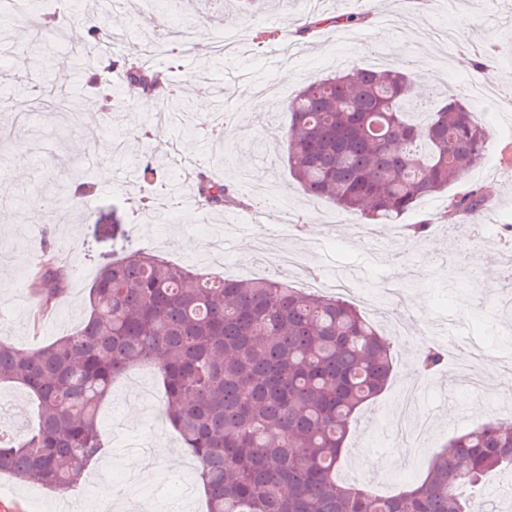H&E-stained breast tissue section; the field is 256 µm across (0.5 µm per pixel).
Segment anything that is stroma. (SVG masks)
Wrapping results in <instances>:
<instances>
[{"mask_svg":"<svg viewBox=\"0 0 512 512\" xmlns=\"http://www.w3.org/2000/svg\"><path fill=\"white\" fill-rule=\"evenodd\" d=\"M125 2L126 9L109 11L98 0H79L78 17L63 31H44L36 42L28 35L29 19L9 24L13 39L0 55V125H12L8 102L22 98L33 86L67 85L75 104L66 112L27 109L21 130L0 145V198L15 199L0 209V267L7 272L0 280V334L26 349L70 334L86 313L85 300L99 264L111 259L114 239L123 236L167 260L191 266L220 236L226 273L239 279L276 278L294 287L315 275L331 296L337 293V277L353 273L359 286L342 295L359 309L384 273L409 269L406 294L416 314L409 323L411 337L394 348L386 390L353 423L338 476L367 483L383 494L421 480L432 457L450 439L491 420L494 401L487 397L476 402L449 368L428 376L419 403L434 428L425 451L406 458L392 436L410 419L399 403L417 377L419 350L412 339L418 335L429 340L446 329L474 340L489 355L512 354V321L504 320L493 304L481 302L471 288L478 281L503 289L507 250L492 246L479 257H469L467 247L478 228L473 219L449 212L448 196L459 188L454 185L419 202L398 223L375 224L368 237L354 236L352 217L299 193L286 162L276 155L275 135L289 122L277 106L306 82L353 67L390 68L410 60L421 76L438 73L439 89L451 94L479 82L481 72H493L485 97L473 104L490 131L487 151L493 159L481 162L463 185L483 187L498 223L512 224V106L506 102L512 96V0H273L270 6L249 11L226 0L220 13L203 0H189L186 14L169 13L165 19L190 28V45L182 46L174 37L170 51L151 56L145 50L156 34L157 14L144 9L141 0ZM90 12L117 32L121 54L146 57L163 73L166 87L182 90L190 102L204 96L211 109L221 107L232 136L214 140L211 109L191 110L179 124L156 125L155 100L145 98L117 73L112 90L120 104L111 122L103 123L96 98L84 90L98 58L92 54L77 64L72 53L83 16ZM343 15H358L362 21L325 26L306 35L300 32L311 17ZM462 28L473 30V43L457 40ZM264 31L269 39H261ZM93 127L105 138L128 141L148 131L158 156L171 154L181 160V167L168 171L170 181L181 189L166 201V222L143 212L144 190L131 176L129 160L113 157L110 175L102 174L99 151L86 145ZM21 149L27 153V164L19 175L15 167ZM200 169L232 182L234 191L223 205L201 208L191 202V185ZM74 181L95 184L98 204L92 214L72 207L68 187ZM46 194L69 204V220L31 221V209ZM275 202L283 206L291 225L284 245L305 255V268H267L253 246L252 231L242 227L254 209L267 211ZM425 218L434 224L429 237H411L407 225ZM48 241L58 256L57 273L68 294L59 306L40 314L29 277ZM162 400V386L150 366L130 370L100 408L112 454L104 479L88 476L61 496L1 474L0 484H13L15 492L0 497V512H30L34 496L44 512H57L60 498L103 499L114 491L120 494L116 512H138L145 504L150 512H205L195 461L180 452L177 434L163 427L154 411ZM451 406L456 412L450 417L446 411ZM158 443L177 449V463L156 460L150 479L128 485L126 457ZM380 459L384 468H375Z\"/></svg>","mask_w":512,"mask_h":512,"instance_id":"35a3bbf8","label":"stroma"}]
</instances>
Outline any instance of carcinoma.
<instances>
[{"label": "carcinoma", "mask_w": 512, "mask_h": 512, "mask_svg": "<svg viewBox=\"0 0 512 512\" xmlns=\"http://www.w3.org/2000/svg\"><path fill=\"white\" fill-rule=\"evenodd\" d=\"M87 27L105 46L89 85L116 68L148 93L161 83L143 60L112 53V29L91 16ZM409 85L404 65L352 68L281 105L288 169L305 195L395 224L480 164L489 132L466 91L437 101L423 88L431 111L418 120L405 107ZM162 165L139 167L140 182H163ZM230 188L202 177L198 196L220 206ZM488 201L472 187L448 197V208L475 218ZM31 290L41 310L65 296L48 243ZM88 301L76 330L48 345L24 350L0 336V388L23 389L33 405L25 437L0 427V474L52 492L78 484L105 448L100 406L141 364L158 371V418L198 463L207 512H470L462 489L512 466V421L489 420L453 438L421 483L395 495L338 481L356 415L393 372L392 339L339 297L213 276L128 240L99 267ZM442 360L431 348L419 366L430 372Z\"/></svg>", "instance_id": "carcinoma-1"}]
</instances>
